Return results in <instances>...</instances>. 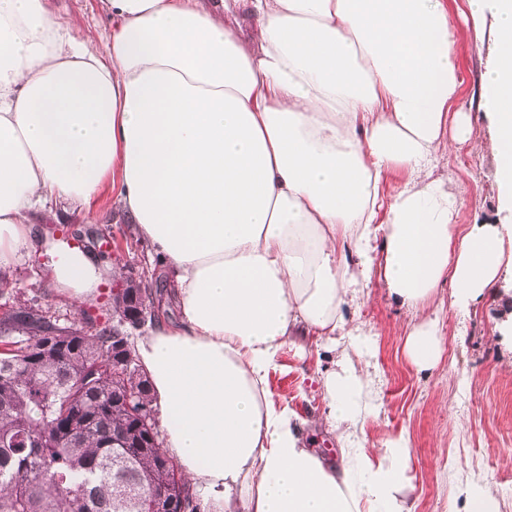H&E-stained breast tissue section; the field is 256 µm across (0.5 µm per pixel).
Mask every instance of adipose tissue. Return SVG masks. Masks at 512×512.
Masks as SVG:
<instances>
[{"mask_svg": "<svg viewBox=\"0 0 512 512\" xmlns=\"http://www.w3.org/2000/svg\"><path fill=\"white\" fill-rule=\"evenodd\" d=\"M104 47L52 0H0V266L36 251L29 216L104 189L173 273L179 310L140 341L165 446L213 512H413L409 441L356 439L370 342L344 308L379 270L414 308L477 303L512 276V0H101ZM252 19L248 40L233 32ZM490 26L481 106L498 221L458 233L435 171L470 141L459 42ZM409 178L391 199L394 169ZM106 269L74 249L50 280L88 304ZM345 340L323 378L342 462L303 441L268 375L286 343Z\"/></svg>", "mask_w": 512, "mask_h": 512, "instance_id": "1", "label": "adipose tissue"}]
</instances>
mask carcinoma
Returning a JSON list of instances; mask_svg holds the SVG:
<instances>
[{
    "label": "carcinoma",
    "instance_id": "1",
    "mask_svg": "<svg viewBox=\"0 0 512 512\" xmlns=\"http://www.w3.org/2000/svg\"><path fill=\"white\" fill-rule=\"evenodd\" d=\"M50 311L19 303L0 316V512H147L148 495L177 492L165 448H139L141 433L121 406L123 384L152 405L146 375L112 373V336L120 325L92 333L51 321ZM55 330L67 358H37ZM75 421L83 435L64 428ZM126 435V448L112 437Z\"/></svg>",
    "mask_w": 512,
    "mask_h": 512
}]
</instances>
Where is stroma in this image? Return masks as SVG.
Listing matches in <instances>:
<instances>
[{
  "mask_svg": "<svg viewBox=\"0 0 512 512\" xmlns=\"http://www.w3.org/2000/svg\"><path fill=\"white\" fill-rule=\"evenodd\" d=\"M64 27L73 36L103 45L112 21L101 0H56ZM461 81L456 110L470 113L473 139L452 144L448 176L463 187L455 219L460 227L494 222L493 187L496 148L489 120L477 108L475 94L488 60L485 42L470 39L457 50ZM35 227H51L60 243L90 249L93 259L113 275L97 290L94 302L77 308L59 297L46 277L57 255L50 246L0 267V305L26 302L60 310L65 324L94 326L112 320V289L118 278L155 271L157 260L112 206L104 191L91 208L66 203L37 210ZM505 307L495 296L466 309L456 306L449 287L418 311L392 302L380 276H373L366 297L345 309L350 325L372 335L368 357L374 378L372 399L377 411L366 420L368 446L390 437L410 442L407 477L414 512H465L456 491L459 478L482 480L500 500L501 512H512V343L502 339ZM437 320L441 352L425 369L406 354L409 329ZM335 356L319 339L304 348L286 344L268 386L277 405L293 413L303 435L331 462L340 460V444L324 420L319 374L331 369Z\"/></svg>",
  "mask_w": 512,
  "mask_h": 512,
  "instance_id": "1",
  "label": "stroma"
}]
</instances>
